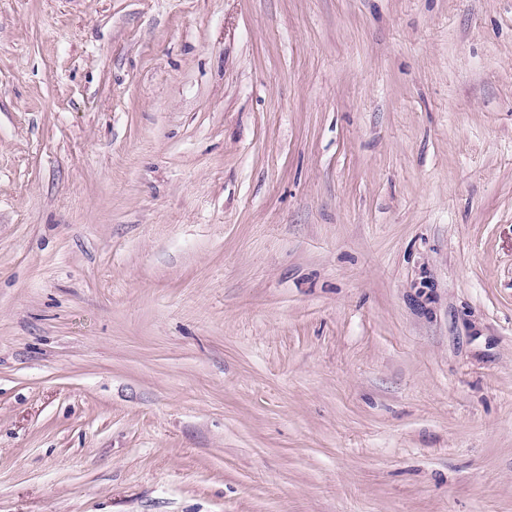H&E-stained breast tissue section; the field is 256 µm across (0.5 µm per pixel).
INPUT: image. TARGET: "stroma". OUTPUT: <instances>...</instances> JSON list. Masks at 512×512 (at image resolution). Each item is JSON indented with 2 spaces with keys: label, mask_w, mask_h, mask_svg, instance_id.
<instances>
[{
  "label": "stroma",
  "mask_w": 512,
  "mask_h": 512,
  "mask_svg": "<svg viewBox=\"0 0 512 512\" xmlns=\"http://www.w3.org/2000/svg\"><path fill=\"white\" fill-rule=\"evenodd\" d=\"M0 512H512V0H0Z\"/></svg>",
  "instance_id": "35a3bbf8"
}]
</instances>
